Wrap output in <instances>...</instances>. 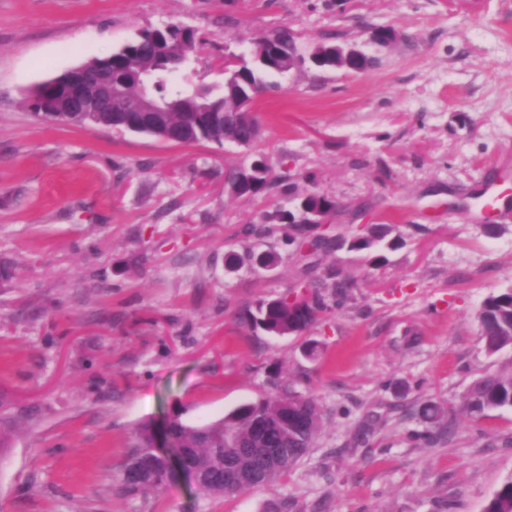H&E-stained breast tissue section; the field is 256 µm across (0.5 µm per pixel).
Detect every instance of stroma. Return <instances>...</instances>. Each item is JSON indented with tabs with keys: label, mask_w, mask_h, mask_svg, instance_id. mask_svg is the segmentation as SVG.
<instances>
[{
	"label": "stroma",
	"mask_w": 512,
	"mask_h": 512,
	"mask_svg": "<svg viewBox=\"0 0 512 512\" xmlns=\"http://www.w3.org/2000/svg\"><path fill=\"white\" fill-rule=\"evenodd\" d=\"M171 22L195 29L208 84L224 80L227 40L246 48L282 26L302 50L337 39L379 59L358 76H273L258 104L256 148L287 158L299 193L335 196L343 231L362 208L404 240L378 268L324 254L323 269L357 286L302 335L246 320L301 261L246 235L286 201L275 188L225 194L240 149L45 122L26 104L39 84ZM381 26L396 32L384 48L370 38ZM491 186L501 201L488 210ZM268 251L274 268L250 258ZM0 259V389L18 410L0 512H483L512 478V409L476 419L461 404L512 357L486 354L477 319L512 287V0H0ZM286 381L315 396L323 423L274 484L215 498L183 481L119 491L140 422L211 423ZM428 401L450 422L426 445L415 434Z\"/></svg>",
	"instance_id": "1"
}]
</instances>
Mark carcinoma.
Instances as JSON below:
<instances>
[{
  "mask_svg": "<svg viewBox=\"0 0 512 512\" xmlns=\"http://www.w3.org/2000/svg\"><path fill=\"white\" fill-rule=\"evenodd\" d=\"M195 31L182 35L178 24L164 30L148 27L102 58H92L83 66L95 69L100 65L112 70V79L123 84L120 105L124 108L137 106L139 89L131 79V73L146 71L157 73L164 68L172 56H191L196 50ZM252 56L240 63L221 61L224 82L220 85H200L195 92V109L168 113L169 127L182 132L181 143L193 144L207 141L218 145H253L259 137L256 116L243 118L240 122L224 121V112L236 109L246 100H255L277 89L269 81L274 74H284L293 67L307 64L318 57L322 68H342L349 74L367 72L375 58L364 55L350 59L335 50L332 42L316 44L309 55H304L297 40L286 27L270 31L252 42ZM68 71L37 86L29 100L30 109L39 117L56 120L50 102L59 100L62 89L72 76ZM186 90L169 81L156 84L155 95L164 101L181 98ZM252 160L260 166L262 175L244 192L247 198L259 197L271 187L293 202L299 194L296 182L288 170L287 159H281L280 172L266 166L267 156L256 153ZM306 202L332 212L342 210V204L327 194H307ZM392 224H368L361 233L349 238L335 240L336 249L366 253V262L379 267L387 261L386 252L401 245V238L393 235ZM250 235L270 236L280 233L281 242L288 249L300 253L308 242L302 228L292 223V214L287 209L267 212L259 225L247 227ZM298 284L305 286L307 300L300 308L288 303V294L272 300H261L248 320L255 329L267 335L291 332L299 335L316 320L329 316L333 310L344 306L351 297L356 283L347 276L328 274L324 278H304ZM480 338L485 351L495 355L507 348L512 349V287L493 293L483 301L479 314ZM463 410L479 418L493 409L512 408V360L491 374H484L470 384L463 395ZM322 422V411L311 395L302 393L291 384L280 386L279 391L256 403L237 408L222 420L208 424L189 426L174 416L168 421L169 435L174 444L182 448L190 466L199 475L195 493L202 498L228 496L224 466L235 464L240 479L239 493L263 488L288 473L308 452ZM16 424L15 403L0 393V454L10 447ZM273 430L277 434L279 448L277 460L262 464V453L245 455L242 449L260 445V431ZM157 427L153 422L139 424L133 432L126 449L125 460L119 471V487L126 495L156 493L163 489L167 479V463L156 451ZM483 512H512V479L504 482L487 501Z\"/></svg>",
  "mask_w": 512,
  "mask_h": 512,
  "instance_id": "obj_1",
  "label": "carcinoma"
}]
</instances>
